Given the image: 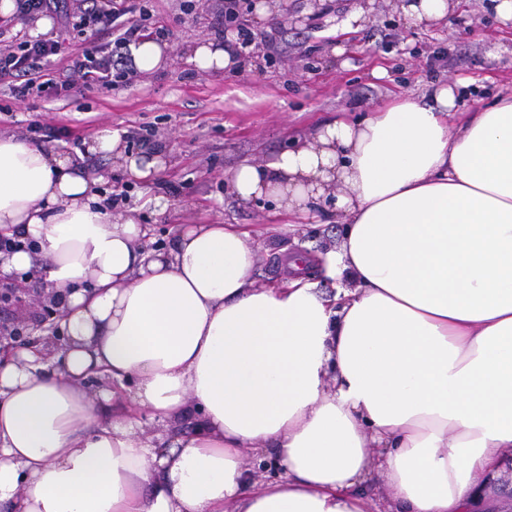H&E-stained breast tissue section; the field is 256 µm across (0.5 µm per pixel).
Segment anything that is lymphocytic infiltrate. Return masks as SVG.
<instances>
[{
  "label": "lymphocytic infiltrate",
  "instance_id": "1",
  "mask_svg": "<svg viewBox=\"0 0 512 512\" xmlns=\"http://www.w3.org/2000/svg\"><path fill=\"white\" fill-rule=\"evenodd\" d=\"M79 2L78 27L93 26L110 31L113 35L111 48L100 45L75 50L62 61L52 77L42 81L38 75L51 57L58 55L60 41L28 40L18 33L0 39V73L12 78V91L16 97L25 99L34 95L58 99L68 96L76 88L111 84L116 77L129 81L136 78L137 72L129 64L125 50L130 43L143 38L145 29L127 20L125 0Z\"/></svg>",
  "mask_w": 512,
  "mask_h": 512
}]
</instances>
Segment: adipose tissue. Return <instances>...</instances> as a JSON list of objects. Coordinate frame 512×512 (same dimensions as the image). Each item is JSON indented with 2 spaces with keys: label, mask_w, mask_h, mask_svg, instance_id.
Segmentation results:
<instances>
[{
  "label": "adipose tissue",
  "mask_w": 512,
  "mask_h": 512,
  "mask_svg": "<svg viewBox=\"0 0 512 512\" xmlns=\"http://www.w3.org/2000/svg\"><path fill=\"white\" fill-rule=\"evenodd\" d=\"M188 61L225 71L230 42ZM454 86L322 123L231 174L240 205L300 219L335 195L339 249L256 283L241 224L149 225L112 212L75 159L0 134V257L61 291L57 360L0 361V507L11 512H497L512 449V93L458 111ZM151 182L165 161L100 128L88 146ZM111 380L97 421L86 391ZM197 413L192 428L181 422ZM156 431H146L147 423ZM282 468L254 479L244 452Z\"/></svg>",
  "instance_id": "adipose-tissue-1"
}]
</instances>
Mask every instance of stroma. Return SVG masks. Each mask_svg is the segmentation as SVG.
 Returning a JSON list of instances; mask_svg holds the SVG:
<instances>
[{
  "label": "stroma",
  "mask_w": 512,
  "mask_h": 512,
  "mask_svg": "<svg viewBox=\"0 0 512 512\" xmlns=\"http://www.w3.org/2000/svg\"><path fill=\"white\" fill-rule=\"evenodd\" d=\"M499 0H462L448 19L409 27L395 0H373L371 22L344 34L357 0H279L273 15L251 21L254 43L235 72L212 73L186 65L197 38L223 27L217 0H127L146 28L168 25V64L133 83L58 100L18 99L0 80V133L80 157V168L104 175L106 191H126L123 209L153 229V244L169 245L179 224H268L258 243V285L287 278L278 267L281 247L316 255L338 244L341 227L308 219L297 233L272 203L232 204L228 179L243 161L262 163L288 148L290 139L347 112L376 111L400 92L417 95L431 82L471 80L464 106L475 109L512 92V21L497 13ZM386 77H375L377 69ZM40 121L44 130L27 126ZM111 126L137 154L161 153L166 168L156 183L135 181L109 158L87 153L96 131ZM151 132L139 143L142 129ZM170 199L165 212L146 207L157 187Z\"/></svg>",
  "instance_id": "35a3bbf8"
}]
</instances>
